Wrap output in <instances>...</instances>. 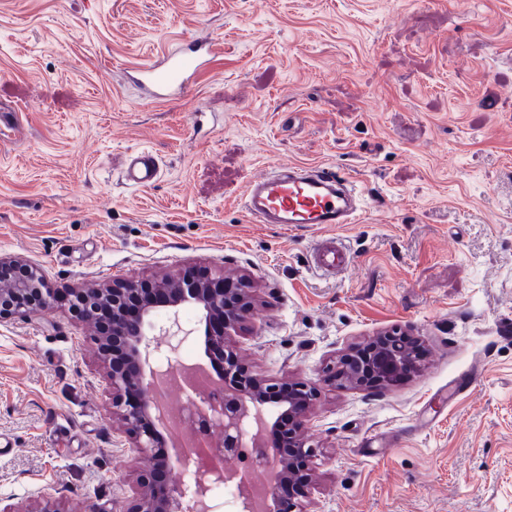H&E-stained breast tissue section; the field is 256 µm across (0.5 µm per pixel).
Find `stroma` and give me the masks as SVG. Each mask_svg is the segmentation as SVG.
<instances>
[{
    "label": "stroma",
    "instance_id": "35a3bbf8",
    "mask_svg": "<svg viewBox=\"0 0 512 512\" xmlns=\"http://www.w3.org/2000/svg\"><path fill=\"white\" fill-rule=\"evenodd\" d=\"M192 38L224 52L140 102L126 67ZM0 102V256L60 297L0 319V503L131 512L145 467L66 296L220 269L252 283L241 363L320 387L304 512H512V0H0ZM137 148L148 188L121 181ZM278 161L357 178L359 222L249 223L239 198ZM332 236L351 266L315 275ZM394 329L417 371L325 384ZM159 159L149 149H137L130 152L122 171V179L133 188H147L160 177Z\"/></svg>",
    "mask_w": 512,
    "mask_h": 512
}]
</instances>
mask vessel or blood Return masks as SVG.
I'll list each match as a JSON object with an SVG mask.
<instances>
[{"label": "vessel or blood", "mask_w": 512, "mask_h": 512, "mask_svg": "<svg viewBox=\"0 0 512 512\" xmlns=\"http://www.w3.org/2000/svg\"><path fill=\"white\" fill-rule=\"evenodd\" d=\"M222 50L216 41L189 40L178 52L131 67L130 78L150 100L182 97ZM160 172L156 154L137 149L128 154L122 179L130 187L147 188ZM240 207L253 224H353L365 208V197L353 177L334 167L276 163L247 183ZM349 266L348 252L335 240L320 241L313 250L312 267L317 272H343Z\"/></svg>", "instance_id": "1"}]
</instances>
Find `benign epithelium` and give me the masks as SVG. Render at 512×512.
<instances>
[{"label": "benign epithelium", "mask_w": 512, "mask_h": 512, "mask_svg": "<svg viewBox=\"0 0 512 512\" xmlns=\"http://www.w3.org/2000/svg\"><path fill=\"white\" fill-rule=\"evenodd\" d=\"M22 267L26 274L14 280L9 288L0 289V317L18 314L36 316L53 306L55 297L42 274L17 259L0 258V274L7 268ZM235 301L224 295V289L211 284L199 283L187 277L167 279H141L114 281L112 287L104 289H79L73 291L72 302H80L86 308L83 316L91 317L89 309L105 301L112 305V336L122 339L123 351L135 362L148 367L154 373L152 362L158 360V347L152 345L155 336L166 337L165 361L171 368L177 367L181 346L187 342L192 330H184L178 319V307L192 303L199 307L205 321L204 347L209 359H217L215 366L222 369L224 383V405L212 410L211 421L224 435L223 452L232 456H245L249 452L246 435L252 443L268 449L275 465L273 482L294 481L298 490L308 488L311 477L307 473L310 459L316 456L317 446L307 438L305 431L310 424L308 410L310 402L318 396L314 386L298 382L294 388L300 392L304 406L299 407L284 397L285 384L274 378L250 376L238 364L239 357L230 345L232 336L244 314L249 309V282L239 279ZM171 292L174 298L165 303L170 316L163 323L157 321L158 304L153 300L154 292ZM25 294L31 303L16 308L7 303L9 296ZM137 297L142 310L133 323L125 320L123 309L127 300ZM409 337L398 333H387L376 342V349L369 355L357 354V349L342 354L328 368L327 381L336 385L378 386L385 381L388 371L400 368L415 369L419 357L410 350ZM112 385V416L125 426L132 440V448L138 458L146 459L150 467L141 481L135 512H212L208 481L224 478L244 481L248 471L236 469L225 471L224 459L210 465L206 478L198 483L193 492H188L178 481L168 479L167 493L156 497L151 489L153 471L157 468L170 474L181 463V455L160 460L154 449L163 446L162 433L168 429L154 415L155 391L152 378L144 373L134 377L127 375L109 357H104ZM266 512H302L296 497L284 498L276 486L266 498Z\"/></svg>", "instance_id": "benign-epithelium-1"}]
</instances>
